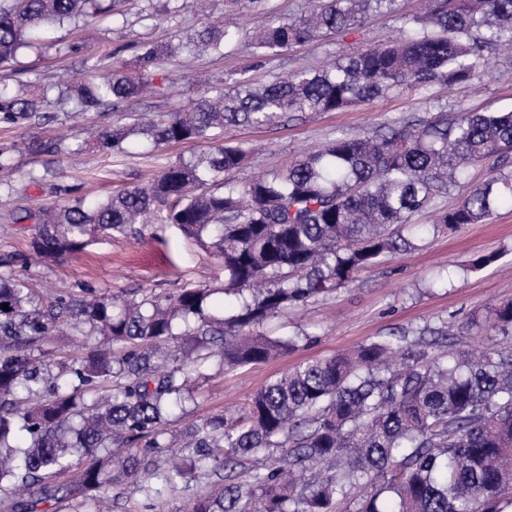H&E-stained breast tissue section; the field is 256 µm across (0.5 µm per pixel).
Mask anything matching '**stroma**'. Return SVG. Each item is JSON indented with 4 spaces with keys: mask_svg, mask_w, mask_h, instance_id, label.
<instances>
[{
    "mask_svg": "<svg viewBox=\"0 0 512 512\" xmlns=\"http://www.w3.org/2000/svg\"><path fill=\"white\" fill-rule=\"evenodd\" d=\"M305 0H265L263 12H254L247 0L233 7L212 0V17L236 27L238 41L223 55L182 52L162 60L154 73L156 92L134 104L137 112H165L196 98L200 89L224 80L249 61V46L263 20L299 16ZM420 0H399V10L371 16L353 34L325 46L293 48L277 60L252 69L253 82L295 66L315 67L325 53L344 56L367 42H385L398 35L404 13L418 11ZM203 23L191 0H131L123 18L81 20L56 33L55 45L25 50L0 67V83L30 97L48 86L80 77L84 62L110 72L114 60L132 63L141 41L168 43L175 33ZM74 42L78 53L67 54L63 43ZM440 100L449 112L495 111L512 107V60L493 63L481 92L464 87L443 91ZM431 106L416 96H387L367 106L341 112L292 113L279 125L226 129L225 142L256 145L260 151L247 160L235 178L245 183L258 174L280 167L301 152L341 135L361 136L403 119L428 116ZM50 112L70 128L73 140L86 150L72 164L65 149H54L56 123L0 122V160L9 164L7 181L0 188V261L12 259L15 273H27L41 284L79 290L93 288L108 294L142 296L174 293L186 286L213 288L212 312L224 316V268L213 254L182 236L171 224L155 221L141 234L103 239L73 257L23 267L22 254L37 231L33 219L50 204L76 199L93 200L119 190L147 184L178 159H188L199 148L190 143L153 147L130 136L127 153H104L98 137L106 129L127 124L121 112L90 111L71 116L59 104ZM491 256V263L475 266L476 258ZM512 299V205L502 204L488 223L465 224L431 233L414 249L398 253L363 269L329 295L288 308L278 316L285 334L297 346L287 354L258 365L212 374L199 385L192 412L199 418L225 413L245 402L271 378L299 362L324 358L360 343L405 331L445 324L461 325L483 318L491 304Z\"/></svg>",
    "mask_w": 512,
    "mask_h": 512,
    "instance_id": "1",
    "label": "stroma"
}]
</instances>
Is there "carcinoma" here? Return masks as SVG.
<instances>
[{
  "instance_id": "obj_1",
  "label": "carcinoma",
  "mask_w": 512,
  "mask_h": 512,
  "mask_svg": "<svg viewBox=\"0 0 512 512\" xmlns=\"http://www.w3.org/2000/svg\"><path fill=\"white\" fill-rule=\"evenodd\" d=\"M127 2L0 0V64L41 44L45 25L115 17ZM395 4L309 0L304 15L262 28L252 59L320 45ZM175 37L174 46L138 44L135 74L118 61L106 74L88 66L73 87L77 110L114 111L142 97L163 54L220 53L236 30L213 22ZM500 51L512 53V0H424L394 41L262 85L248 65L183 108L103 131L100 148L114 154L127 152L132 134L207 149L145 186L43 209L31 259L135 236L161 212L221 259L235 314L215 317L209 288L138 300L37 288L0 272V512H53L60 501L72 512H113L112 486L127 480L150 512H166L170 494L191 490L186 512H509L511 300L458 329L485 334L479 348L446 327L424 328L300 362L233 415L186 423L180 458H164L169 417L195 400L210 371L265 363L293 347L260 332L270 317L414 248L410 219L420 211H437L448 228L483 224L512 201V109L450 117L434 95L477 86ZM404 93L435 103V115L340 136L244 184L235 179L252 148L225 143L226 128L271 127L289 112H336ZM43 102L4 85L0 119H54ZM489 160L485 178L443 206ZM48 336L79 350L48 359Z\"/></svg>"
}]
</instances>
